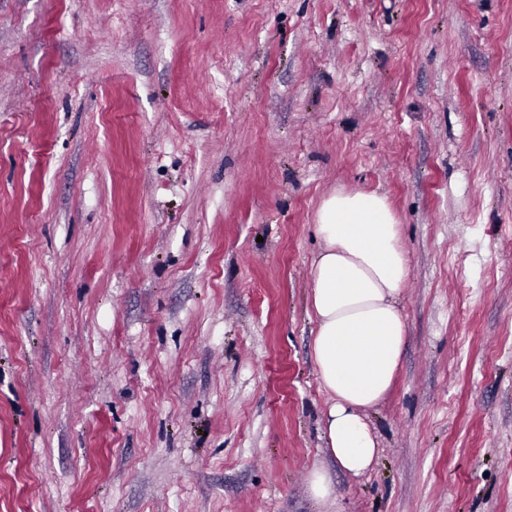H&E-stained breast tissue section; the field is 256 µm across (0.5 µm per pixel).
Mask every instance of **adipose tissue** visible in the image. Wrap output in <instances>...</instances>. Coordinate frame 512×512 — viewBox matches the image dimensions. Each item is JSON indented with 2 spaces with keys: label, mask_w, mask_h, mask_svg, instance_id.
I'll return each instance as SVG.
<instances>
[{
  "label": "adipose tissue",
  "mask_w": 512,
  "mask_h": 512,
  "mask_svg": "<svg viewBox=\"0 0 512 512\" xmlns=\"http://www.w3.org/2000/svg\"><path fill=\"white\" fill-rule=\"evenodd\" d=\"M315 227L321 248L311 273L312 355L330 396L327 452L357 476L377 457L368 412L390 391L406 344L400 299L408 259L399 221L378 192L335 191L321 202Z\"/></svg>",
  "instance_id": "obj_1"
}]
</instances>
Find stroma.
Here are the masks:
<instances>
[{"instance_id": "35a3bbf8", "label": "stroma", "mask_w": 512, "mask_h": 512, "mask_svg": "<svg viewBox=\"0 0 512 512\" xmlns=\"http://www.w3.org/2000/svg\"><path fill=\"white\" fill-rule=\"evenodd\" d=\"M339 189L410 266L361 476L312 357ZM0 512H512V0H0Z\"/></svg>"}]
</instances>
